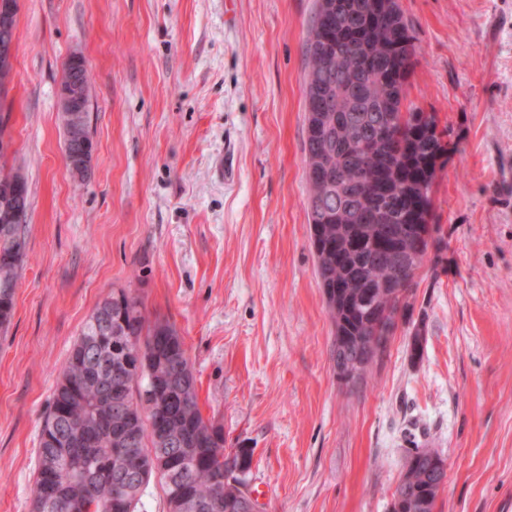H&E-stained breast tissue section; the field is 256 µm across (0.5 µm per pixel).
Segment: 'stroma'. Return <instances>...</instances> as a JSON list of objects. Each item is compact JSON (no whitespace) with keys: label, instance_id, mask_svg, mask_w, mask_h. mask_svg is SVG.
I'll list each match as a JSON object with an SVG mask.
<instances>
[{"label":"stroma","instance_id":"stroma-1","mask_svg":"<svg viewBox=\"0 0 512 512\" xmlns=\"http://www.w3.org/2000/svg\"><path fill=\"white\" fill-rule=\"evenodd\" d=\"M408 98L455 150L448 243L356 386L307 223L305 39L315 0H19L10 167L27 254L0 333V512H32L43 412L85 321L136 288L182 336L203 416L253 451L264 512H389L409 440L448 477L435 512H512V0H400ZM89 69L92 174L64 160L62 64Z\"/></svg>","mask_w":512,"mask_h":512}]
</instances>
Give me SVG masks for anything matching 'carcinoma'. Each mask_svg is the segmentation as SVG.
Here are the masks:
<instances>
[{
	"label": "carcinoma",
	"instance_id": "cac0c4a2",
	"mask_svg": "<svg viewBox=\"0 0 512 512\" xmlns=\"http://www.w3.org/2000/svg\"><path fill=\"white\" fill-rule=\"evenodd\" d=\"M306 179L310 245L336 327L334 359L365 348L374 323L413 308L414 282L428 255L447 246L433 223V187L448 161V129L408 100L414 36L399 0H317L305 42ZM340 97L329 107L325 96ZM338 173L341 183L330 180ZM362 177L366 188L355 186ZM25 224L0 210V330L11 323L26 257ZM382 281L367 298L368 284ZM158 357L148 374L135 355ZM182 389L152 408L133 404L149 380ZM180 437L160 445L155 428ZM409 452L394 495L401 512H434L439 486ZM253 449L224 448L204 418L187 349L165 318L148 322L124 288L105 296L73 344L44 412L33 512H137L145 487L161 485L167 512H247L239 507Z\"/></svg>",
	"mask_w": 512,
	"mask_h": 512
}]
</instances>
